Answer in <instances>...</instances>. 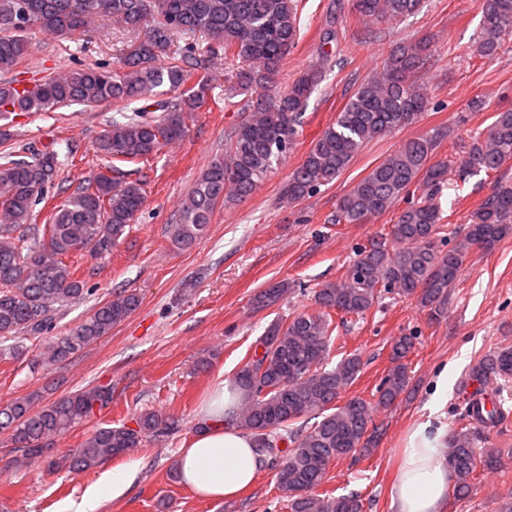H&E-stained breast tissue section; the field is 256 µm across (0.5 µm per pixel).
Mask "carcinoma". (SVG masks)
Wrapping results in <instances>:
<instances>
[{
	"label": "carcinoma",
	"instance_id": "obj_1",
	"mask_svg": "<svg viewBox=\"0 0 512 512\" xmlns=\"http://www.w3.org/2000/svg\"><path fill=\"white\" fill-rule=\"evenodd\" d=\"M424 0H353L362 23L401 21L418 12ZM480 32L468 55L491 59L512 35V0H482ZM107 16L128 32L152 20L145 39L134 44L122 70L86 66L51 76L30 86L21 80L0 84V115L46 111L71 103L112 101L129 112L112 121L96 142V152L116 162L136 163L157 154L163 144L183 138L186 114L206 102L209 84L195 73L208 69L217 56L238 61L232 77L243 102L224 97V106L246 116L228 134L224 156L202 171L169 225V241L177 250L201 243L219 204H234L254 193L292 149L302 114L325 78L328 54L304 70L287 88L278 75L299 33L298 0H0V71H9L29 53L23 36L29 25L50 35L89 31L97 17ZM190 39L173 47V36ZM205 38L203 46L193 42ZM425 39L402 42L384 59L377 76L361 82L350 94L335 122L316 140L304 160L288 176L282 198L290 203L311 196L336 180L370 141L412 124L425 112L429 95L415 80L426 61ZM265 94L253 97V91ZM444 133L405 141L336 203L329 224H365L390 210L409 194L419 200L405 207L389 232L358 248L340 279L314 295L316 309L272 322L258 339L256 351L242 365L234 383L242 401L233 420L253 439L263 456L276 460V488L291 512H363L356 494L318 492L330 466L356 453H370L381 435L375 414L392 407L409 386L405 363L415 337L403 334L390 346L392 366L374 400L343 399L360 377L359 355L331 364L336 330L334 316L362 318L382 294L415 300L429 321L448 312L450 289L472 248L490 250L512 233V181L495 191L471 213L463 235L444 223L436 195L454 182L467 183L499 172L512 161V108H503L486 128L470 135L455 159L432 161ZM61 161L53 149L18 157L0 152V342L13 341L3 355L21 357L24 341L53 326V312L71 299L92 295L67 263L74 252L108 254L122 239L145 203L136 180L100 175L77 188L65 203L53 207L49 223H31L34 206L54 186ZM460 236L446 251L437 238ZM295 287L279 281L261 292L257 307H268ZM140 296L125 291L97 306L81 324L56 338L41 363L59 364L109 334L139 306ZM479 379H512V347L482 359L473 371ZM112 404V387L81 388L38 411L31 399L0 405V430L10 433L20 455L17 465L43 458L53 469L87 471L103 461L138 447L145 437L168 438L180 419L154 411L139 414L134 425L121 423L97 429L74 452L63 456L49 448L52 438L68 433L95 411ZM285 449H280V444ZM448 466L456 476L459 497L477 486V471L504 466L501 449L488 443L476 448L471 432L452 435Z\"/></svg>",
	"mask_w": 512,
	"mask_h": 512
}]
</instances>
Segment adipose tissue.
I'll list each match as a JSON object with an SVG mask.
<instances>
[{"label": "adipose tissue", "instance_id": "1", "mask_svg": "<svg viewBox=\"0 0 512 512\" xmlns=\"http://www.w3.org/2000/svg\"><path fill=\"white\" fill-rule=\"evenodd\" d=\"M239 389L228 380L217 383L199 412L200 429L183 448L177 463L181 483L195 496L236 498L254 484L262 466L248 433L225 423L224 414L239 401ZM443 429L416 424L399 450L397 474L390 487L394 512H444L455 474L442 456ZM137 464L113 469L89 486L75 512H97L131 485Z\"/></svg>", "mask_w": 512, "mask_h": 512}]
</instances>
